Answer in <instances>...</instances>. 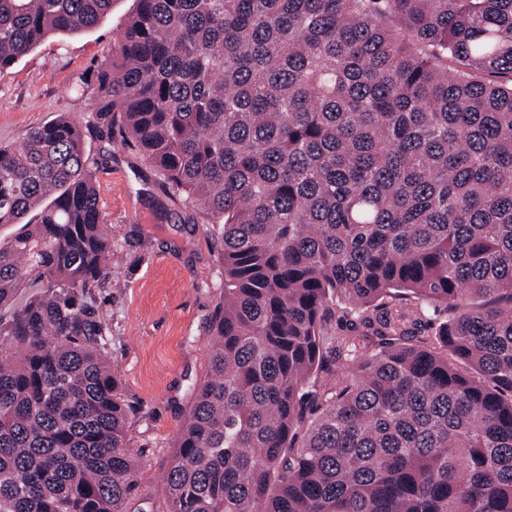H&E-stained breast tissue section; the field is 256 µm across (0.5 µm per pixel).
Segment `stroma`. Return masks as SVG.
Instances as JSON below:
<instances>
[{
    "label": "stroma",
    "instance_id": "stroma-1",
    "mask_svg": "<svg viewBox=\"0 0 512 512\" xmlns=\"http://www.w3.org/2000/svg\"><path fill=\"white\" fill-rule=\"evenodd\" d=\"M136 0H113L95 28L42 43L0 72V144H21L35 127L67 113L97 120L79 76L112 54ZM100 204L124 263L97 299L112 326L108 347L129 398L143 406L132 421L129 446L141 456V479L130 512H166L163 473L175 450L195 388L208 378L210 314L224 293V271L204 219L188 202H172L157 218L147 202L158 175L133 150L88 140Z\"/></svg>",
    "mask_w": 512,
    "mask_h": 512
}]
</instances>
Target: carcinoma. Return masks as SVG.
Returning <instances> with one entry per match:
<instances>
[{
	"instance_id": "1",
	"label": "carcinoma",
	"mask_w": 512,
	"mask_h": 512,
	"mask_svg": "<svg viewBox=\"0 0 512 512\" xmlns=\"http://www.w3.org/2000/svg\"><path fill=\"white\" fill-rule=\"evenodd\" d=\"M111 10L0 0V71ZM115 53L98 122L0 146V512L138 487L86 152L117 135L224 266L168 512H512V0H137Z\"/></svg>"
}]
</instances>
